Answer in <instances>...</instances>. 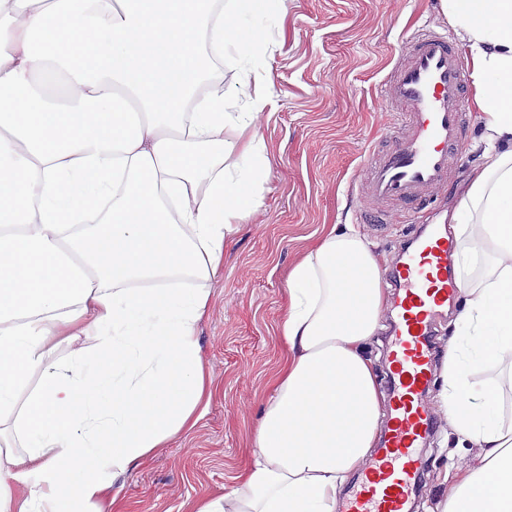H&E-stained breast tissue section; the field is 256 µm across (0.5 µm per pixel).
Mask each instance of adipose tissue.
<instances>
[{"label":"adipose tissue","mask_w":512,"mask_h":512,"mask_svg":"<svg viewBox=\"0 0 512 512\" xmlns=\"http://www.w3.org/2000/svg\"><path fill=\"white\" fill-rule=\"evenodd\" d=\"M0 0V512H112L117 477L193 427L209 401L197 326L243 189L268 158L283 0ZM481 126L449 219L464 304L437 403L477 448L436 512H512V0H440ZM248 65L229 111L225 54ZM384 257L334 224L292 269L271 384L235 488L196 512H337L385 416L371 346L390 299ZM199 288L174 284L181 273ZM93 320L92 345H80ZM72 345L53 355L54 339Z\"/></svg>","instance_id":"adipose-tissue-1"}]
</instances>
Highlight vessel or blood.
I'll return each mask as SVG.
<instances>
[{
  "mask_svg": "<svg viewBox=\"0 0 512 512\" xmlns=\"http://www.w3.org/2000/svg\"><path fill=\"white\" fill-rule=\"evenodd\" d=\"M389 146L369 150L360 174L369 203L362 223L387 225L394 213L419 222L432 190L446 187L466 140L467 81L447 33L422 26L381 86ZM396 258L398 288L387 354L390 411L384 446L366 462L344 512H415L423 451L437 428L427 403L435 366L434 328L456 301L450 270L456 243L448 234L417 235Z\"/></svg>",
  "mask_w": 512,
  "mask_h": 512,
  "instance_id": "1",
  "label": "vessel or blood"
}]
</instances>
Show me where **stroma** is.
<instances>
[{"mask_svg": "<svg viewBox=\"0 0 512 512\" xmlns=\"http://www.w3.org/2000/svg\"><path fill=\"white\" fill-rule=\"evenodd\" d=\"M438 2L286 0L270 35L272 103L255 123L269 160L263 204L237 225L198 325L209 405L192 429L117 478L122 512H193L235 485L283 365L288 274L325 229L356 223L358 170L385 125L379 85L417 25L447 31ZM437 419L417 512H435L444 476L475 454L457 446L445 414Z\"/></svg>", "mask_w": 512, "mask_h": 512, "instance_id": "1", "label": "stroma"}]
</instances>
